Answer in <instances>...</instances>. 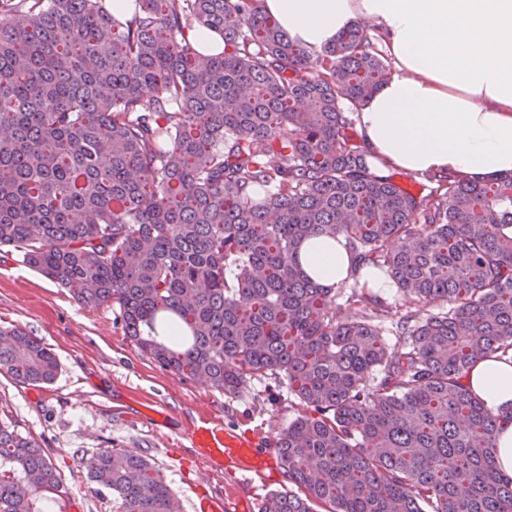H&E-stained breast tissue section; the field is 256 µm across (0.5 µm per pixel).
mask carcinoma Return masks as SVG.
Wrapping results in <instances>:
<instances>
[{"instance_id": "1", "label": "carcinoma", "mask_w": 512, "mask_h": 512, "mask_svg": "<svg viewBox=\"0 0 512 512\" xmlns=\"http://www.w3.org/2000/svg\"><path fill=\"white\" fill-rule=\"evenodd\" d=\"M260 0H0V248L83 305L116 303L160 366L235 393L287 382L302 412L274 447L302 494L259 512H512L495 463L512 412L465 384L491 354L512 364V174L438 176L415 196L368 172L344 105L391 77L362 24L312 53ZM224 38L203 62L188 32ZM355 260L340 319L301 267L314 236ZM444 309L400 317L361 270ZM56 356L0 329V372L42 387ZM121 512H171L145 457L86 460ZM60 475L0 420V512H47Z\"/></svg>"}]
</instances>
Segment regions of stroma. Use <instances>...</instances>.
I'll return each instance as SVG.
<instances>
[{
  "label": "stroma",
  "instance_id": "1",
  "mask_svg": "<svg viewBox=\"0 0 512 512\" xmlns=\"http://www.w3.org/2000/svg\"><path fill=\"white\" fill-rule=\"evenodd\" d=\"M0 327L36 336L61 365L44 387L0 373V418L34 438L62 479L63 493L49 512H120L111 494L94 492L87 478L86 458L104 448L128 449L154 463L179 512H206L218 495L227 512H259L269 492L291 490L273 446L302 410L286 384L253 379L227 394L163 368L126 336L118 304L80 305L10 248L0 250ZM206 422L261 449L270 468L247 479L207 461L189 438L192 427Z\"/></svg>",
  "mask_w": 512,
  "mask_h": 512
}]
</instances>
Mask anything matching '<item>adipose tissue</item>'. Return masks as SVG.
I'll use <instances>...</instances> for the list:
<instances>
[{
	"mask_svg": "<svg viewBox=\"0 0 512 512\" xmlns=\"http://www.w3.org/2000/svg\"><path fill=\"white\" fill-rule=\"evenodd\" d=\"M295 42L319 52L342 30L376 23L395 73L356 107L369 170L461 176L512 173V0H261ZM326 286L349 274L343 238L317 236L299 252ZM467 382L496 411L512 409V364L488 356Z\"/></svg>",
	"mask_w": 512,
	"mask_h": 512,
	"instance_id": "ef3b65f1",
	"label": "adipose tissue"
}]
</instances>
